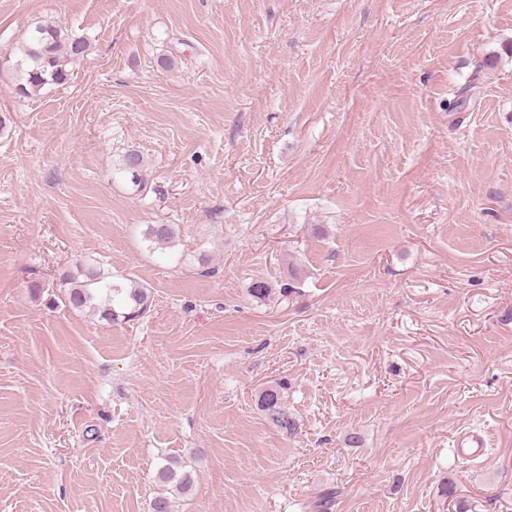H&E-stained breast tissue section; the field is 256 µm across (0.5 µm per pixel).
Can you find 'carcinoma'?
Segmentation results:
<instances>
[{"label":"carcinoma","mask_w":512,"mask_h":512,"mask_svg":"<svg viewBox=\"0 0 512 512\" xmlns=\"http://www.w3.org/2000/svg\"><path fill=\"white\" fill-rule=\"evenodd\" d=\"M88 41L56 22L41 23L29 30L20 47V57L13 65L19 95L31 97L47 86L64 85L71 76L70 66L89 51ZM143 156L127 151L120 161L119 172L140 185L144 171ZM172 224H150L146 240L166 246L175 240ZM67 286L66 300L74 309L87 310L106 323L130 322L145 314L151 305V290L133 279H115L95 265L79 264L63 279ZM258 406L273 425L292 433L296 424L285 408V387L276 383L258 395ZM164 486L151 503V512H173L167 486L176 491H189L194 478L180 461L169 459L158 470Z\"/></svg>","instance_id":"carcinoma-1"}]
</instances>
